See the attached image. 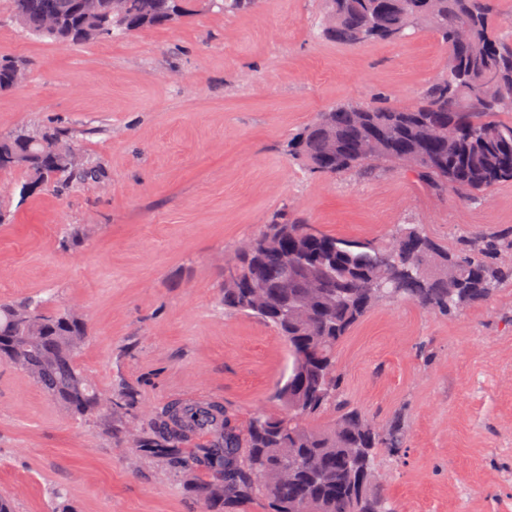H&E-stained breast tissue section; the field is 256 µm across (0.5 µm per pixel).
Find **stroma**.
Returning a JSON list of instances; mask_svg holds the SVG:
<instances>
[{"label":"stroma","instance_id":"35a3bbf8","mask_svg":"<svg viewBox=\"0 0 512 512\" xmlns=\"http://www.w3.org/2000/svg\"><path fill=\"white\" fill-rule=\"evenodd\" d=\"M323 0L259 9L196 8L173 28L64 46L26 35L0 0V56L24 80L0 93V133L68 129L101 182L21 195L0 172V300L53 294L89 337L78 361L116 417L73 419L26 374L0 364V498L13 512H269L259 498L214 501L223 468L190 440L155 452L152 418L173 402L216 401L232 425L275 411L283 339L225 311L224 258L289 206L324 233L381 241L418 224L448 250L474 231L512 230V185L459 202L407 173L304 172L289 139L318 113L382 97L412 104L444 73L428 28L401 42L350 46L316 34ZM349 406L405 422L399 452L378 449L376 482L396 512H512V281L446 315L386 303L336 348Z\"/></svg>","mask_w":512,"mask_h":512}]
</instances>
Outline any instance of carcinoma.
Returning a JSON list of instances; mask_svg holds the SVG:
<instances>
[{"label": "carcinoma", "mask_w": 512, "mask_h": 512, "mask_svg": "<svg viewBox=\"0 0 512 512\" xmlns=\"http://www.w3.org/2000/svg\"><path fill=\"white\" fill-rule=\"evenodd\" d=\"M10 17L36 38L67 45L131 36L175 26L191 0H95L81 15L79 0H7ZM221 13L252 11L261 0H199ZM494 0H326L319 35L348 45L398 41L432 29L448 48L444 75L403 111L384 102L336 105L290 144L312 174L408 172L432 194L463 202L512 184V25L499 29ZM58 29H44L47 16ZM24 66L0 57V93L15 87ZM69 131L33 124L0 135V171L26 158L25 188L63 187L72 177L96 179L93 165L77 167L55 153ZM255 249L238 259V275L224 277V307L274 328L288 345V375L273 400L279 412L255 415L238 430L214 402H174L166 410L162 450L175 455L202 432L211 440L196 452L224 462V493L261 497L272 512H393L376 486V449L402 444L399 420L379 426L349 408L336 374V347L385 301L407 300L453 313L488 300L512 277V234L475 232L453 253L416 224L385 243L328 235L284 209L253 236ZM88 335L83 317L28 297L0 301V363L27 374L80 421L111 409L78 357ZM331 411L332 422L312 421ZM292 470L287 483L283 467Z\"/></svg>", "instance_id": "cac0c4a2"}]
</instances>
